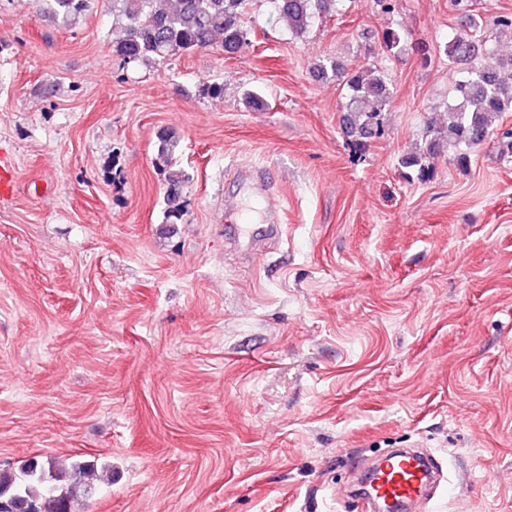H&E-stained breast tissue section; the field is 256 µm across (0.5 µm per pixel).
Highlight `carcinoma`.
Masks as SVG:
<instances>
[{"label": "carcinoma", "instance_id": "carcinoma-1", "mask_svg": "<svg viewBox=\"0 0 512 512\" xmlns=\"http://www.w3.org/2000/svg\"><path fill=\"white\" fill-rule=\"evenodd\" d=\"M41 9L63 24L79 17L87 0H37ZM249 0H111L112 19L121 35L112 42V53L125 62L145 65L170 56L213 49L227 55L239 53L249 44L251 26L244 20ZM288 31L300 35L336 0H266ZM480 39L477 30L459 33L448 41L445 55L450 62H467L463 75L452 80L454 104L448 107L444 126H429L417 150L404 155L399 164L423 177L431 160L455 150L453 162L465 168L467 153L460 147L481 146L491 140L502 151H512V129L495 125L497 118L512 112V55L496 58L486 50L491 63L477 60ZM381 48L395 54L403 49L400 32L390 28L382 35ZM321 78L334 77L345 89L347 105L342 114V130L352 145L364 150L385 136L391 101L386 75L374 68L346 69L337 60L321 61L313 67ZM158 162L169 168L165 199V223L176 224L184 215L182 172L172 169L169 142L164 130L158 135ZM93 465L84 462H48V474L34 465L19 472H0V500L10 503L6 512H73L78 496L94 490Z\"/></svg>", "mask_w": 512, "mask_h": 512}]
</instances>
